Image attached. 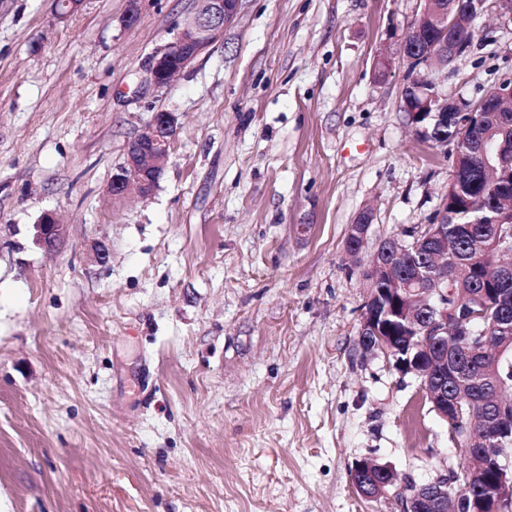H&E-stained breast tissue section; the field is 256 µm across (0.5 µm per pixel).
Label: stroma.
I'll list each match as a JSON object with an SVG mask.
<instances>
[{"mask_svg": "<svg viewBox=\"0 0 512 512\" xmlns=\"http://www.w3.org/2000/svg\"><path fill=\"white\" fill-rule=\"evenodd\" d=\"M126 7L0 0V512H399L356 460L419 483L459 464L420 379L358 349L379 241L428 224L453 171L400 110L420 0H239L162 89L149 60L194 0L130 28ZM507 78L512 19L482 16L442 91ZM159 111L157 187L113 196ZM65 237V224H60V220L55 212H45L41 216L39 224H35V243L48 252L58 250L63 244Z\"/></svg>", "mask_w": 512, "mask_h": 512, "instance_id": "1", "label": "stroma"}]
</instances>
